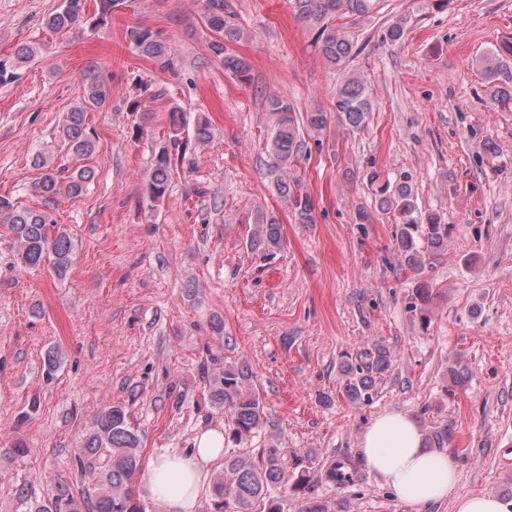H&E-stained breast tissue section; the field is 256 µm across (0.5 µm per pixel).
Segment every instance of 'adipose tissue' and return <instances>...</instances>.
Wrapping results in <instances>:
<instances>
[{
  "mask_svg": "<svg viewBox=\"0 0 512 512\" xmlns=\"http://www.w3.org/2000/svg\"><path fill=\"white\" fill-rule=\"evenodd\" d=\"M359 448L368 467L402 503L420 507L448 500L455 512H512V499L487 492L460 494L447 453L425 448L416 422L407 413L377 414L364 429ZM223 452L222 428L202 429L192 448L170 449L151 459L138 474L139 491L162 512H196L210 480L208 465Z\"/></svg>",
  "mask_w": 512,
  "mask_h": 512,
  "instance_id": "obj_1",
  "label": "adipose tissue"
}]
</instances>
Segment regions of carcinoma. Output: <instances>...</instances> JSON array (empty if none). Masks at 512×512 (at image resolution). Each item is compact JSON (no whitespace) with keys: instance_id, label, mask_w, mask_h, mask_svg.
<instances>
[{"instance_id":"obj_1","label":"carcinoma","mask_w":512,"mask_h":512,"mask_svg":"<svg viewBox=\"0 0 512 512\" xmlns=\"http://www.w3.org/2000/svg\"><path fill=\"white\" fill-rule=\"evenodd\" d=\"M86 0H63L62 5L49 15L45 26L59 33L83 27L88 23ZM298 15L317 30L316 47L331 66L343 67L353 54L354 45L348 35L335 25L340 16H364L372 11V0H295ZM203 24L210 33L208 49L225 72L242 81L249 80L250 62L236 53L232 45L241 41L242 29L234 23L233 12L227 0H206ZM129 42L141 56L152 61L162 71L171 68V50L148 28L127 29ZM41 52L29 41L16 44L11 56L0 60V82L13 75L12 69L29 63ZM512 59V41L505 42L485 59V73L492 81L491 89L496 103L512 104V73L506 60ZM271 112L276 116L274 132L268 143V154L276 172L277 188L288 202L296 220L301 224L315 223L314 204L300 187V181L291 174L292 167L303 152L304 133H321L329 127L331 114L317 107L298 112L294 106L279 97L271 99ZM112 105V86L102 77L90 74L83 93L67 112L60 130V138L74 164L62 167L54 164L45 153L35 155L34 166L42 170L33 184L34 195L43 202L36 210L17 205L12 198L0 195V222L7 225L20 263L29 270L50 265L64 275L74 261V245L69 233L61 228L51 231L55 220L47 211L56 196L81 195L93 181L95 170L85 163L94 156L96 137L88 113L103 112ZM372 98L366 82L359 76L348 75L336 89L334 112L336 123L351 131L366 128L372 113ZM212 137L209 121L199 117L188 126L179 112L169 113L167 141L158 147L152 158L146 182L148 198L154 202L164 198L171 185L176 163L185 159L189 143L202 145ZM371 183L377 184L376 176ZM376 201L379 208L393 213L399 219L395 234L397 251L405 269L418 276L410 309L419 315L423 324L433 303L432 283L422 277L426 254L439 250L448 239V225L436 218L423 217L417 209L412 185L407 180L377 184ZM281 227L271 218L258 224L249 237V248L265 256L281 249ZM391 351L382 344H373L341 365L343 392L354 403H369L378 381L390 371ZM205 384L213 407L224 411L229 424V438L235 442L247 441L266 428L269 417L254 375L246 361L224 363V367L206 374ZM450 433L448 424L432 427L425 436L428 448H445ZM106 455L104 467L93 472L92 488L76 496L72 488L57 484L42 500L31 501L20 495L25 512H145L135 494L132 481L141 463V439L127 419L125 407L114 404L100 410L92 427L83 435L77 447V466L100 455ZM319 479L332 485L352 484L357 479L355 467L334 460L320 467ZM312 480L306 470L288 473L280 449L264 448L257 455L240 454L224 460V470L213 483L214 512H282V498L276 491L304 489ZM299 512H336V504L306 496Z\"/></svg>"}]
</instances>
